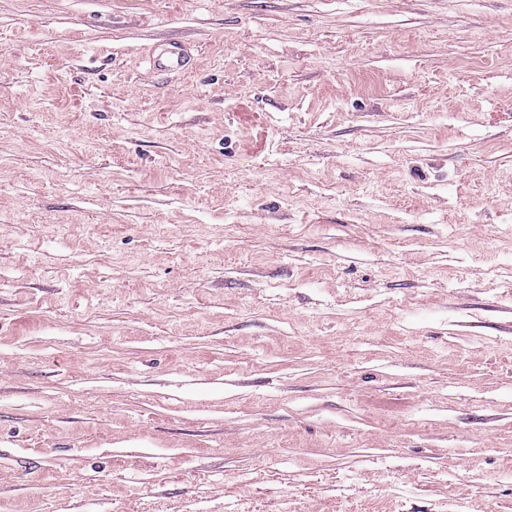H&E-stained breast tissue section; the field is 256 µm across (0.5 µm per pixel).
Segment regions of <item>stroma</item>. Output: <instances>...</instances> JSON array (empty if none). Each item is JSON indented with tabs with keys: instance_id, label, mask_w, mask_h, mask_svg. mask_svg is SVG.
Wrapping results in <instances>:
<instances>
[{
	"instance_id": "stroma-1",
	"label": "stroma",
	"mask_w": 512,
	"mask_h": 512,
	"mask_svg": "<svg viewBox=\"0 0 512 512\" xmlns=\"http://www.w3.org/2000/svg\"><path fill=\"white\" fill-rule=\"evenodd\" d=\"M0 512H512V0H0ZM149 61L153 67L164 68L170 71L182 72L189 68L183 55L175 49L166 50L158 55L152 54Z\"/></svg>"
}]
</instances>
